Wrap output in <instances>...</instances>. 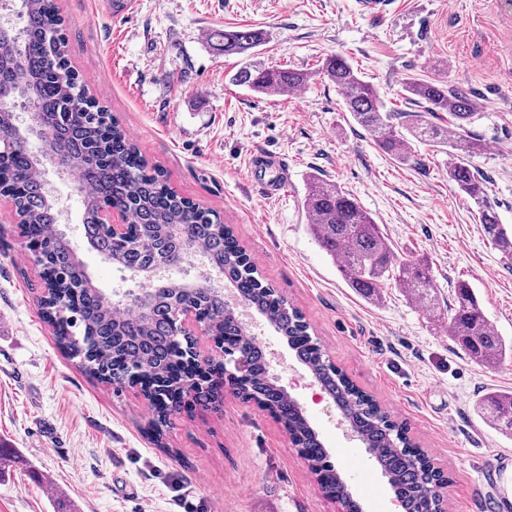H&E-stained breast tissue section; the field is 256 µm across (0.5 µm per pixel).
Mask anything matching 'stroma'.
Instances as JSON below:
<instances>
[{
	"label": "stroma",
	"mask_w": 512,
	"mask_h": 512,
	"mask_svg": "<svg viewBox=\"0 0 512 512\" xmlns=\"http://www.w3.org/2000/svg\"><path fill=\"white\" fill-rule=\"evenodd\" d=\"M59 0L65 55L80 81L121 122L149 164L180 195L219 213L260 276L297 307L329 359L373 396L441 470L447 512H483L487 453L512 455V437L491 429L478 400L512 390V358L489 369L469 359L394 282L370 303L339 274L308 229L310 176L332 181L368 211L403 258L428 260L441 305L468 282L500 336L512 340V263L485 234L477 207L448 179L445 150L413 141L401 163L345 112L319 75L346 57L387 109L414 111L405 79L465 89L476 115L471 159L500 221L512 228V5L506 0ZM265 32L258 58L310 73L285 96L232 83L241 59L212 48L227 27ZM274 153L288 184L267 196L252 176L257 153ZM67 233L96 287L126 292L127 273L84 235L76 179L42 162ZM44 291L9 203L0 204V443L19 463L0 471V512H57L63 491L77 512H342L318 490L284 425L255 404L225 396L184 406L151 437L139 387L83 374L55 344L37 302ZM271 371L306 416L363 512L398 501L380 467L353 437L332 399L268 323L253 327ZM47 476L34 482L30 471Z\"/></svg>",
	"instance_id": "1"
}]
</instances>
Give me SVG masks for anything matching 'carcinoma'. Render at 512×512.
I'll use <instances>...</instances> for the list:
<instances>
[{
  "mask_svg": "<svg viewBox=\"0 0 512 512\" xmlns=\"http://www.w3.org/2000/svg\"><path fill=\"white\" fill-rule=\"evenodd\" d=\"M25 23L9 32L11 48L0 55V82L10 84L14 70H25L28 82L15 92L23 104L35 103L53 119V130L62 134L65 146L56 149L57 162L81 172L78 192L84 202V224L96 233L95 215L103 205L127 208L133 225H144L150 241L147 248L114 245L100 238L99 247L112 256V264L132 273L157 264L182 267L193 256L205 257L224 278L249 300L278 330L288 337L299 359L312 371L332 396L350 428L390 481L406 512H440L432 498V486L444 482L443 473L417 450L398 424L367 394L360 391L330 361L312 339L303 315L279 296L274 287L259 278L250 256L235 240L221 217L187 198L167 184L166 174L148 167L139 148L111 113L79 85L76 75L64 80L59 71L69 69L61 32L57 0H24ZM224 55L243 57L232 82L260 95L286 93L304 86L310 74L302 70L266 67L252 60L264 43L258 29L226 27L213 34ZM343 94L345 108L354 121L373 137L374 145L399 161L411 159L409 138L427 141L448 150V179L474 201L479 221L488 237L505 257L512 259V231L501 224L495 207L487 199L484 178L470 164L477 146L464 136L475 115L469 94L458 86L412 78L404 92L426 103L423 112H389L374 85L362 80L342 55L327 57L319 69ZM437 112L448 113L455 128L450 135L431 121ZM406 119L409 135L399 131L396 121ZM39 159L21 138L8 151L0 152V190L12 194L16 214L30 241L48 262L46 275L54 277L53 288L38 301L43 319L53 328L60 348L80 361L89 375L112 383V375L129 368L152 377L168 373L176 350L170 343V301L183 294L184 285L168 282V291L154 300L147 316L132 320L114 319V314L93 284L78 290L73 285L84 279V265L70 242L56 230V208L44 183L35 173ZM309 229L317 244L336 262L348 285L365 300L376 302L388 281L402 288L436 320L448 315V335L472 361L495 367L512 357V343L499 336L484 314L473 288L460 282L448 312L439 306L437 286L426 263L398 257L390 240L356 198L336 184L312 177L305 198ZM172 224L187 225L192 249H183L168 232ZM197 302L206 316H217L213 332L233 345L239 336L237 320L224 312V296L200 288ZM248 382L261 399L274 405L288 419L303 455L321 465L326 475L324 492L338 499L346 512L358 506L339 477L324 465V451L310 430L298 405L267 378V365L260 350H244ZM486 423L496 432L512 436V391H494L482 400Z\"/></svg>",
  "mask_w": 512,
  "mask_h": 512,
  "instance_id": "carcinoma-1",
  "label": "carcinoma"
}]
</instances>
